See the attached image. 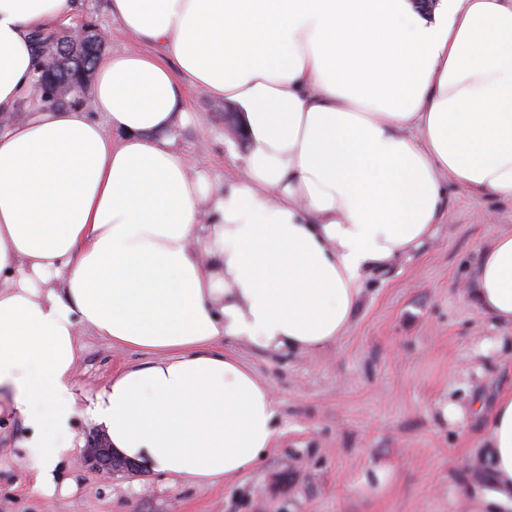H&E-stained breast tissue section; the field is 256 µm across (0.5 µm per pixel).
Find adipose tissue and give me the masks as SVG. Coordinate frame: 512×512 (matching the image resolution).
Wrapping results in <instances>:
<instances>
[{
    "label": "adipose tissue",
    "instance_id": "adipose-tissue-1",
    "mask_svg": "<svg viewBox=\"0 0 512 512\" xmlns=\"http://www.w3.org/2000/svg\"><path fill=\"white\" fill-rule=\"evenodd\" d=\"M82 7L0 0V392L50 495L80 328L149 353L87 413L141 468L215 485L276 437L272 392L232 344L336 341L363 276L435 234L443 180L512 201V0H105L134 47L97 65L90 106L42 102L33 35ZM189 86L247 131L217 192L173 136ZM472 291L512 325V230ZM487 429L479 502L512 512V391Z\"/></svg>",
    "mask_w": 512,
    "mask_h": 512
}]
</instances>
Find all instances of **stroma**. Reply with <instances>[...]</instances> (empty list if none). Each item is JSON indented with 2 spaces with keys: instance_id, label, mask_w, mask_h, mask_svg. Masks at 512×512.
Wrapping results in <instances>:
<instances>
[{
  "instance_id": "1",
  "label": "stroma",
  "mask_w": 512,
  "mask_h": 512,
  "mask_svg": "<svg viewBox=\"0 0 512 512\" xmlns=\"http://www.w3.org/2000/svg\"><path fill=\"white\" fill-rule=\"evenodd\" d=\"M187 105L177 144L223 187L247 146L225 131L223 100L191 89ZM444 190L435 236L362 280L336 342L301 353L235 346L278 403V434L257 468L198 487L170 474L85 467L86 441L101 431L86 413L90 398L146 359L85 329L73 448L56 467L53 496L32 492L28 430L0 408V512H474L488 475L485 421L512 390V327L481 311L470 282L482 247L512 227V201L449 181ZM447 404L459 419L444 418Z\"/></svg>"
}]
</instances>
